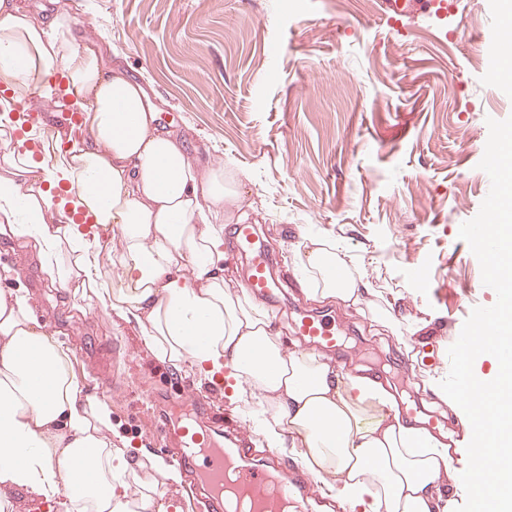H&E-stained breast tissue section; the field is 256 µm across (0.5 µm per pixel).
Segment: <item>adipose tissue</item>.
Returning <instances> with one entry per match:
<instances>
[{"label": "adipose tissue", "instance_id": "ef3b65f1", "mask_svg": "<svg viewBox=\"0 0 512 512\" xmlns=\"http://www.w3.org/2000/svg\"><path fill=\"white\" fill-rule=\"evenodd\" d=\"M72 88L88 136L70 141L46 172L24 140L0 159V236L34 243L58 278L76 281L134 318L156 354L251 397L263 446L284 435L340 512H454L453 448L402 417L394 394L367 374L340 372L329 356L282 348L274 317L224 285V237L206 206L238 204L223 171L200 172L157 125L144 87L108 65L100 46L75 44L67 11L0 0V101L22 127L30 81ZM122 227L121 265L132 287L98 282L82 214ZM312 295L356 305L361 289L336 247L315 243ZM112 410L87 392L68 358L33 317L22 290H0V512L16 490L65 512H171L158 485L171 466L146 465L112 447Z\"/></svg>", "mask_w": 512, "mask_h": 512}]
</instances>
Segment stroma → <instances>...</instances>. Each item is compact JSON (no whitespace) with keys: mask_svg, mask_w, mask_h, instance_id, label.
<instances>
[{"mask_svg":"<svg viewBox=\"0 0 512 512\" xmlns=\"http://www.w3.org/2000/svg\"><path fill=\"white\" fill-rule=\"evenodd\" d=\"M446 2L442 13L392 19L382 0H59L87 19L78 42H104L186 152L236 181L288 282L275 311L284 344L295 341L296 312L343 323L337 365L380 372L400 404L426 398L453 436L466 415L440 388L448 349L472 309L496 301L458 233L490 190L478 167L486 121L512 116V84L489 75L498 0ZM311 239L339 245L368 280L359 304L307 298L298 251ZM15 288L145 463L176 462L153 429L156 397L183 393L219 408L224 430L243 426L256 445L224 391L158 359L134 320L50 278L25 240L0 237V289ZM381 309L402 335L374 327ZM94 349L115 350L110 381L87 376L83 356Z\"/></svg>","mask_w":512,"mask_h":512,"instance_id":"obj_1","label":"stroma"}]
</instances>
